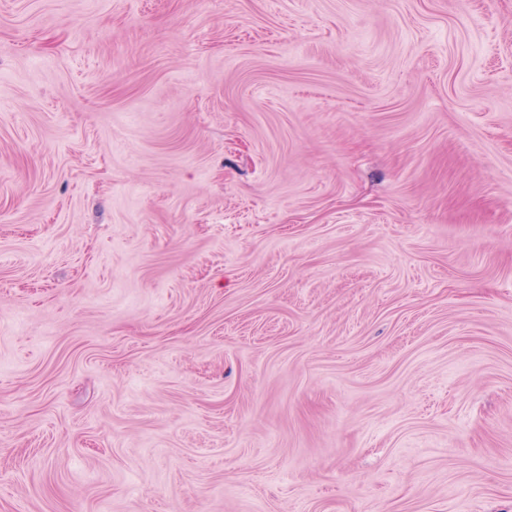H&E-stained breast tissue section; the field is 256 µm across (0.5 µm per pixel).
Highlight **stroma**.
Wrapping results in <instances>:
<instances>
[{
    "label": "stroma",
    "mask_w": 512,
    "mask_h": 512,
    "mask_svg": "<svg viewBox=\"0 0 512 512\" xmlns=\"http://www.w3.org/2000/svg\"><path fill=\"white\" fill-rule=\"evenodd\" d=\"M0 512H512V0H0Z\"/></svg>",
    "instance_id": "35a3bbf8"
}]
</instances>
